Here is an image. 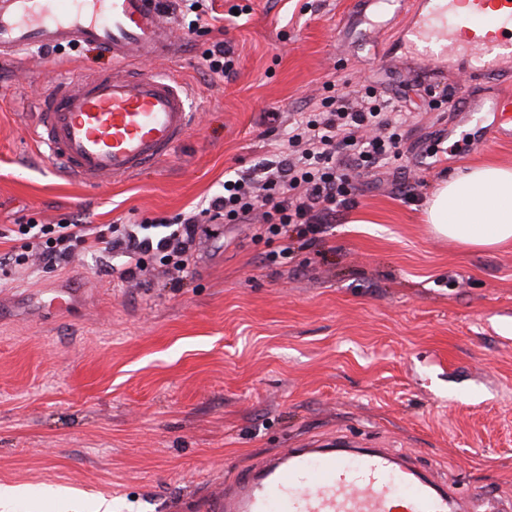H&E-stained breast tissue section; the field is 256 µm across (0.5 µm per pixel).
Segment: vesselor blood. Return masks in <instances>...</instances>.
Segmentation results:
<instances>
[{
    "label": "vessel or blood",
    "instance_id": "vessel-or-blood-1",
    "mask_svg": "<svg viewBox=\"0 0 512 512\" xmlns=\"http://www.w3.org/2000/svg\"><path fill=\"white\" fill-rule=\"evenodd\" d=\"M400 36L440 58L465 59L487 76L512 70V0H416ZM103 50L109 70L59 84L45 96L36 140L57 174L88 186L139 174L167 158L192 126L190 93L168 73L127 72L132 58L160 59L176 44L158 0H0V58L22 50ZM466 112H492L474 145L512 138V94L465 95ZM451 488L394 454L290 448L245 469L209 501L210 512H448Z\"/></svg>",
    "mask_w": 512,
    "mask_h": 512
}]
</instances>
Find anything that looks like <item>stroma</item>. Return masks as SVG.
<instances>
[{
  "label": "stroma",
  "mask_w": 512,
  "mask_h": 512,
  "mask_svg": "<svg viewBox=\"0 0 512 512\" xmlns=\"http://www.w3.org/2000/svg\"><path fill=\"white\" fill-rule=\"evenodd\" d=\"M223 24L188 33L169 70L198 103L192 128L156 167L99 187L59 177L30 130L53 83L110 65L87 47L0 61V226L82 217L125 224L172 216L225 179L274 159L326 82L398 98L413 115L401 192L392 167L354 182V205L316 241L256 239L248 224L200 234L195 274L174 283L148 263L132 281L95 256L62 269L31 259L0 274V485H53L64 500L10 512H207L238 471L289 448L348 439L402 452L459 495L512 498V245L466 249L424 221L440 180L512 165V140L472 150L457 123L462 64L425 62L398 38L403 0H212ZM250 6L232 18V6ZM371 30L385 32L367 41ZM238 57L220 80L203 56ZM279 119H271V112ZM290 244L288 264L268 255Z\"/></svg>",
  "instance_id": "stroma-1"
}]
</instances>
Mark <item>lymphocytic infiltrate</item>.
Listing matches in <instances>:
<instances>
[{"mask_svg": "<svg viewBox=\"0 0 512 512\" xmlns=\"http://www.w3.org/2000/svg\"><path fill=\"white\" fill-rule=\"evenodd\" d=\"M406 121L399 105L346 82L322 99L317 113L294 119L280 160L260 173L225 180L223 193L202 208L119 227L31 219L0 230V239L22 241L24 251L14 258L18 266L34 254L44 268H62L79 247L98 256L103 272L124 281L137 279L150 256L184 278L192 273L193 247L205 224H249L259 238L290 228L302 237L323 233L349 208L355 177L385 165L404 169ZM116 252L125 259L119 269L111 263Z\"/></svg>", "mask_w": 512, "mask_h": 512, "instance_id": "lymphocytic-infiltrate-1", "label": "lymphocytic infiltrate"}]
</instances>
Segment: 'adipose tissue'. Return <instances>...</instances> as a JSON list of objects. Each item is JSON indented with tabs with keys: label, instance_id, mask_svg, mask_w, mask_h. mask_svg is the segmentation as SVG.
<instances>
[{
	"label": "adipose tissue",
	"instance_id": "ef3b65f1",
	"mask_svg": "<svg viewBox=\"0 0 512 512\" xmlns=\"http://www.w3.org/2000/svg\"><path fill=\"white\" fill-rule=\"evenodd\" d=\"M433 231L463 247L512 241V166L483 164L440 183L427 207Z\"/></svg>",
	"mask_w": 512,
	"mask_h": 512
}]
</instances>
